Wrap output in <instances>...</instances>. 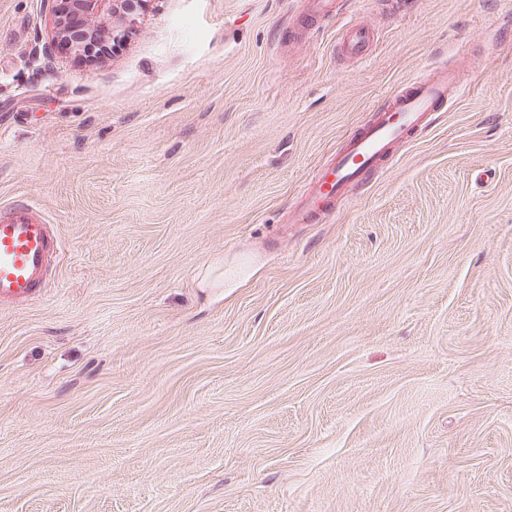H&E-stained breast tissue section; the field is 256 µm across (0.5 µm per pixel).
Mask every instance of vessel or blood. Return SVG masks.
<instances>
[{"instance_id": "obj_1", "label": "vessel or blood", "mask_w": 512, "mask_h": 512, "mask_svg": "<svg viewBox=\"0 0 512 512\" xmlns=\"http://www.w3.org/2000/svg\"><path fill=\"white\" fill-rule=\"evenodd\" d=\"M367 27L347 28L342 50L361 60L370 49ZM455 69L441 64L427 76L409 82L373 110L371 119L347 137L319 175L305 188L293 213L297 223L335 210L336 202L363 183L406 143L411 131L423 127L429 115L441 111L451 92L459 90ZM60 239L31 203L16 204L0 218V305L34 298L50 279Z\"/></svg>"}]
</instances>
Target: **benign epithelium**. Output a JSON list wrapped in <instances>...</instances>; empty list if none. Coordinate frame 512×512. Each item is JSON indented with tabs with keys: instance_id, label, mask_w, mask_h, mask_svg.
I'll use <instances>...</instances> for the list:
<instances>
[{
	"instance_id": "benign-epithelium-1",
	"label": "benign epithelium",
	"mask_w": 512,
	"mask_h": 512,
	"mask_svg": "<svg viewBox=\"0 0 512 512\" xmlns=\"http://www.w3.org/2000/svg\"><path fill=\"white\" fill-rule=\"evenodd\" d=\"M53 20L52 34L42 54L52 56L66 49L83 54L90 41L109 37L122 41L135 21L138 5L147 0H47Z\"/></svg>"
}]
</instances>
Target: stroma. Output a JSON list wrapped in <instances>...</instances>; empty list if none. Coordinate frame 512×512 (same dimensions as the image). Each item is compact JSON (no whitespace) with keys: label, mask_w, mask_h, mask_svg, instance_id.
<instances>
[{"label":"stroma","mask_w":512,"mask_h":512,"mask_svg":"<svg viewBox=\"0 0 512 512\" xmlns=\"http://www.w3.org/2000/svg\"><path fill=\"white\" fill-rule=\"evenodd\" d=\"M338 8L148 0L47 64L45 0H0V208L61 240L0 306V512H512V0ZM443 62L448 111L288 223ZM371 32L365 26L352 25L346 29L342 51L352 58L362 60L368 55Z\"/></svg>","instance_id":"obj_1"}]
</instances>
